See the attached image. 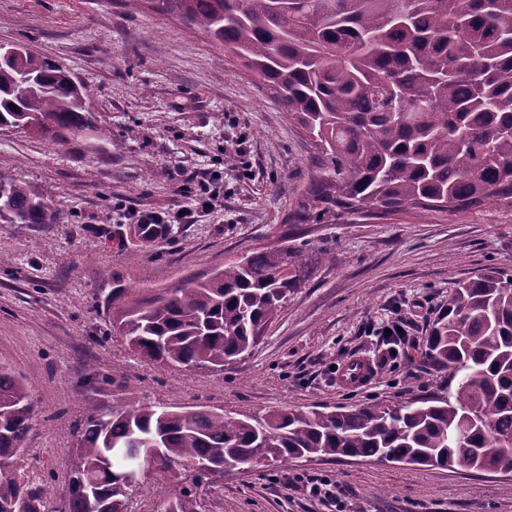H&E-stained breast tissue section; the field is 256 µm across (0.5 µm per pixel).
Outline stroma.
I'll return each mask as SVG.
<instances>
[{"label": "stroma", "instance_id": "35a3bbf8", "mask_svg": "<svg viewBox=\"0 0 512 512\" xmlns=\"http://www.w3.org/2000/svg\"><path fill=\"white\" fill-rule=\"evenodd\" d=\"M0 42L64 64L109 130L105 141L0 133V173L52 188L58 214L53 224H0V364L34 396L21 470L26 484L50 487L48 512L69 498L87 409L147 401L238 416L433 396L444 376L421 371V353L456 283L512 274V207L502 203L289 223L313 165L305 132L235 56L153 0H0ZM205 172L223 177L221 206L132 258L108 243L106 230L131 213L189 204L177 180ZM300 244L336 260L315 269L244 361L160 370L113 332L115 287L148 300L253 251ZM389 317L407 330L394 349L372 333ZM354 357L371 378L338 386L336 367ZM302 473L336 481L347 512H512V474L356 458L227 472L196 495L205 512H336L293 484Z\"/></svg>", "mask_w": 512, "mask_h": 512}]
</instances>
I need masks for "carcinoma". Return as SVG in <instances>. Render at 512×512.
<instances>
[{"instance_id":"obj_1","label":"carcinoma","mask_w":512,"mask_h":512,"mask_svg":"<svg viewBox=\"0 0 512 512\" xmlns=\"http://www.w3.org/2000/svg\"><path fill=\"white\" fill-rule=\"evenodd\" d=\"M233 53L307 132L317 156L288 215L291 224H337L364 212L456 213L489 200L512 207V0H155ZM89 92L62 65L30 49L0 60V126L60 140L107 129ZM49 189L0 176L5 224H54ZM170 224L128 234L170 238ZM318 256L298 247L257 251L210 279L151 301L112 289L115 334L160 367L191 371L242 360ZM424 369L448 373L444 394L349 410L285 409L233 419L203 406L145 402L105 415L89 409L80 464L62 512H90L83 483L127 512L134 465L168 474L164 512H199L187 477L226 460L252 469L290 458L354 457L512 474V274L494 271L456 287L432 323ZM28 386L0 365V512H40L47 490L17 477L31 427ZM465 433L463 443L452 441ZM141 433L157 457L117 453Z\"/></svg>"}]
</instances>
